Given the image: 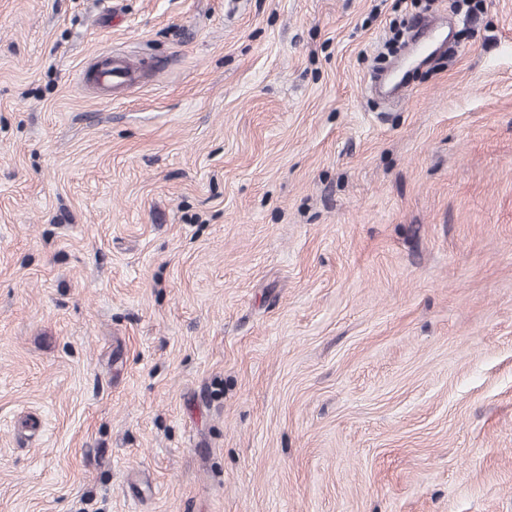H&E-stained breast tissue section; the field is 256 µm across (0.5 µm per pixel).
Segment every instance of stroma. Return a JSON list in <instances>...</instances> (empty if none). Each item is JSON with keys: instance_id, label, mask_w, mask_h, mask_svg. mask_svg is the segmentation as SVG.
I'll return each instance as SVG.
<instances>
[{"instance_id": "35a3bbf8", "label": "stroma", "mask_w": 512, "mask_h": 512, "mask_svg": "<svg viewBox=\"0 0 512 512\" xmlns=\"http://www.w3.org/2000/svg\"><path fill=\"white\" fill-rule=\"evenodd\" d=\"M419 11L0 0V512H512V0L383 102ZM154 66L145 58L112 53L95 61L91 70L94 81L100 87L112 90V93L131 92L139 87L143 72Z\"/></svg>"}]
</instances>
